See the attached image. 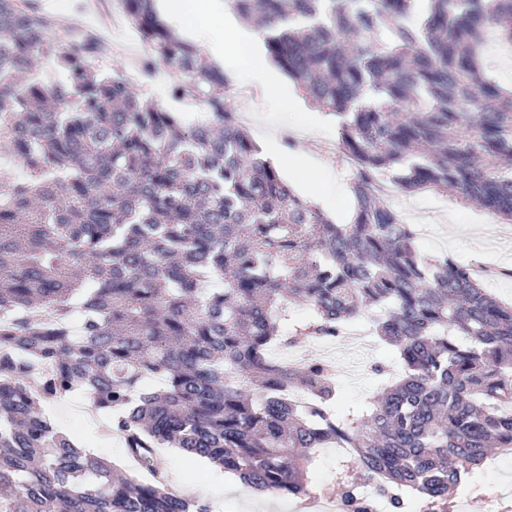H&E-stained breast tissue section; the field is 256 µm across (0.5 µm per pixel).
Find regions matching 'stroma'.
Wrapping results in <instances>:
<instances>
[{"label":"stroma","instance_id":"35a3bbf8","mask_svg":"<svg viewBox=\"0 0 512 512\" xmlns=\"http://www.w3.org/2000/svg\"><path fill=\"white\" fill-rule=\"evenodd\" d=\"M112 11V27L102 30L94 12L86 8L82 0H60L59 10H44L43 16L50 26L48 37H55L61 28H72L91 36L100 42L104 52L99 65L123 75L132 89L144 99H149L182 114L186 123L193 124L207 120L205 107L191 99L175 100L168 95L170 73L159 68L154 77H142L132 68L131 58L142 55L143 49L135 29L124 16L120 0H109ZM228 81L224 87V102L236 112L249 113L251 120L246 128L256 133L259 124L273 120L281 114L306 130L305 140L288 146L277 142L273 146L275 165L284 180L298 194L312 197L323 193L326 202L324 211L346 223L351 215L353 197L348 191L349 175L339 161L338 154L324 155L315 151L317 141H335L336 119L312 105L285 73H277L280 84L277 97H270L261 87L260 81L248 78L239 69L237 60L225 56L222 63ZM400 211L408 223H428L425 236L419 237L416 247L421 255L436 256L448 254L462 263L487 262L499 268V276L483 280L487 291L499 299L512 302V223H491V237L482 244L471 245L467 239L471 225L486 220L483 211L466 204H460L434 193L423 190L403 195ZM342 369L340 392L344 403H359L374 387L369 372L372 364H394L395 356L391 347L379 344L363 347L360 352L344 351L336 356ZM84 398L71 394L60 400L47 403L45 409L60 428L67 431L84 447L106 457L117 468L135 471V464L127 457L120 437L102 440L94 426L80 414ZM161 466L168 487L174 492L208 501L214 512H318L317 508L302 499L275 497L258 494L252 489L235 483L232 476L211 464L184 456L174 448L158 451ZM512 478V459L495 457L487 470L475 474L469 484L470 496L467 501H455L454 512H482L481 497L486 490Z\"/></svg>","mask_w":512,"mask_h":512}]
</instances>
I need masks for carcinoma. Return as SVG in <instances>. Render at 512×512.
<instances>
[{"label":"carcinoma","mask_w":512,"mask_h":512,"mask_svg":"<svg viewBox=\"0 0 512 512\" xmlns=\"http://www.w3.org/2000/svg\"><path fill=\"white\" fill-rule=\"evenodd\" d=\"M0 0V512H213L168 489L156 448H179L272 495L311 497L319 448H352L331 485L358 481L424 512L512 448V303L468 266L423 257L374 190H433L512 223V0H232L270 60L338 118L353 164L350 220L296 194L215 90L224 68L178 36L154 0H123L144 70L176 75L206 122L104 74L99 44L45 36L34 5ZM68 80L47 86L39 61ZM309 305L298 318L293 301ZM363 316L402 365L375 364L362 403H336L332 369L275 352L330 340ZM162 377L158 390L145 379ZM316 399L307 410L287 395ZM81 392L153 480L81 448L39 406Z\"/></svg>","instance_id":"obj_1"}]
</instances>
